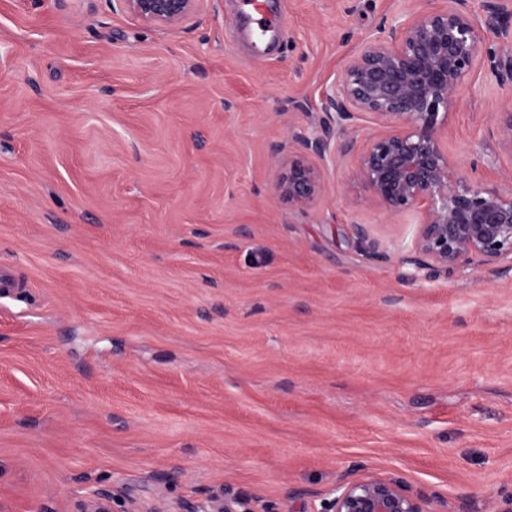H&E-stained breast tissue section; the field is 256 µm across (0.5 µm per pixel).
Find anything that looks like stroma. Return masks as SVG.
Masks as SVG:
<instances>
[{"mask_svg": "<svg viewBox=\"0 0 512 512\" xmlns=\"http://www.w3.org/2000/svg\"><path fill=\"white\" fill-rule=\"evenodd\" d=\"M206 0L176 30L117 0H0V502L102 487L318 512L391 477L431 512L512 496V271L411 261V215L351 158L305 209L282 157L402 0ZM284 16L258 35L261 15ZM512 88L466 89L463 175L512 166ZM392 241L377 260L355 232Z\"/></svg>", "mask_w": 512, "mask_h": 512, "instance_id": "stroma-1", "label": "stroma"}]
</instances>
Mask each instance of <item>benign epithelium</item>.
Listing matches in <instances>:
<instances>
[{
	"label": "benign epithelium",
	"mask_w": 512,
	"mask_h": 512,
	"mask_svg": "<svg viewBox=\"0 0 512 512\" xmlns=\"http://www.w3.org/2000/svg\"><path fill=\"white\" fill-rule=\"evenodd\" d=\"M132 18L174 28L197 14L205 0H117ZM425 9L409 5L392 22L362 39L331 91L322 99L320 133H295L288 141L287 171L273 196L311 205L322 190V163L355 155L354 175L367 189L364 204L387 216L418 215L411 250L418 260L449 270L512 263V178L489 186L460 174L442 132L461 93L482 72L500 88L512 85V58L484 66L483 45L494 38L512 45V0H485L483 14L468 0H439ZM369 123L362 141L354 123ZM171 512L161 500L142 505L126 488L103 487L79 512ZM178 512H252L237 498L215 497ZM318 512H428L424 501L398 482L367 476L342 483Z\"/></svg>",
	"instance_id": "7a95c632"
}]
</instances>
